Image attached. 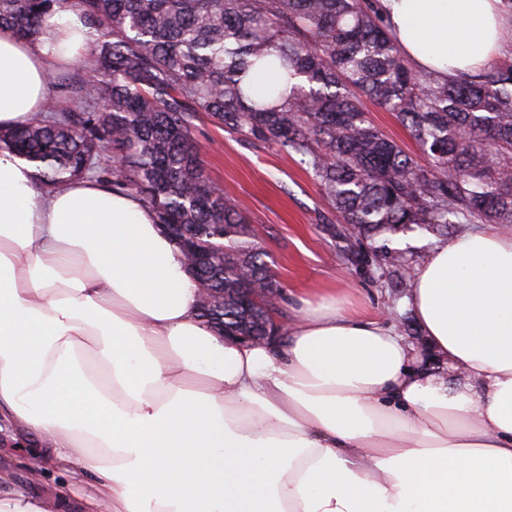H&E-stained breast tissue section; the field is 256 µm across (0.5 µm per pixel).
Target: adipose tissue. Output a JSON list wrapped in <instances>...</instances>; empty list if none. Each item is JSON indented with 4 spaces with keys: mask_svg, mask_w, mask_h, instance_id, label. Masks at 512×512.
<instances>
[{
    "mask_svg": "<svg viewBox=\"0 0 512 512\" xmlns=\"http://www.w3.org/2000/svg\"><path fill=\"white\" fill-rule=\"evenodd\" d=\"M439 78L512 49L507 0H375ZM89 37L80 0L37 40L0 29V128L44 111ZM138 193L41 184L0 152V419L97 478L79 512H512V232L438 245L402 304L458 381L331 291L282 343L233 344Z\"/></svg>",
    "mask_w": 512,
    "mask_h": 512,
    "instance_id": "1",
    "label": "adipose tissue"
}]
</instances>
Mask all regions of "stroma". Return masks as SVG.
I'll return each instance as SVG.
<instances>
[{
  "label": "stroma",
  "mask_w": 512,
  "mask_h": 512,
  "mask_svg": "<svg viewBox=\"0 0 512 512\" xmlns=\"http://www.w3.org/2000/svg\"><path fill=\"white\" fill-rule=\"evenodd\" d=\"M194 137L213 181L260 230L271 268L284 287L279 318L294 320L293 296L341 288L366 313L380 315L395 325L407 341L418 338V327H407L404 321L403 289L391 287L379 271L365 270L344 259L340 241L321 222L333 209L320 195L312 172L301 164L299 155L248 143L204 116L195 123ZM32 446L28 439L0 447V470L10 474L13 485L34 498L94 493L93 475L73 476L50 456L43 460L39 479H31L26 459Z\"/></svg>",
  "instance_id": "1"
}]
</instances>
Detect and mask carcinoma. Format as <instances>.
<instances>
[{"instance_id":"1","label":"carcinoma","mask_w":512,"mask_h":512,"mask_svg":"<svg viewBox=\"0 0 512 512\" xmlns=\"http://www.w3.org/2000/svg\"><path fill=\"white\" fill-rule=\"evenodd\" d=\"M66 0H0V27L36 40ZM86 50L67 85L76 104H48L0 148L56 186L84 175L136 191L158 224H178L212 263L198 284L224 306L198 305L218 329L262 336L244 304L275 278L259 233L212 180L193 138L202 115L252 144L301 156L334 218L344 258L409 274L391 237L450 224H512V54L442 82L415 70L370 0H82ZM280 83L256 97L252 73ZM392 112L427 154L413 156L366 116Z\"/></svg>"}]
</instances>
